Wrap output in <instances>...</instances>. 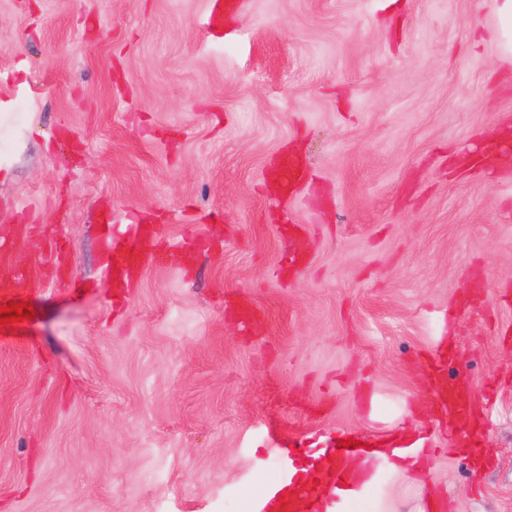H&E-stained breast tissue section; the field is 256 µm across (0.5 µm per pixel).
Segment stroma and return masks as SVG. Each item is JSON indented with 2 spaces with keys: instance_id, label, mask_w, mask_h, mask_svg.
I'll use <instances>...</instances> for the list:
<instances>
[{
  "instance_id": "stroma-1",
  "label": "stroma",
  "mask_w": 512,
  "mask_h": 512,
  "mask_svg": "<svg viewBox=\"0 0 512 512\" xmlns=\"http://www.w3.org/2000/svg\"><path fill=\"white\" fill-rule=\"evenodd\" d=\"M0 0V512H248L281 435L427 428L413 512H512V55L492 0ZM303 182L280 208L264 175ZM202 236L122 307L99 216ZM281 224L303 235L281 236ZM301 252L295 277L275 269ZM473 393L487 464L434 427L426 360Z\"/></svg>"
}]
</instances>
